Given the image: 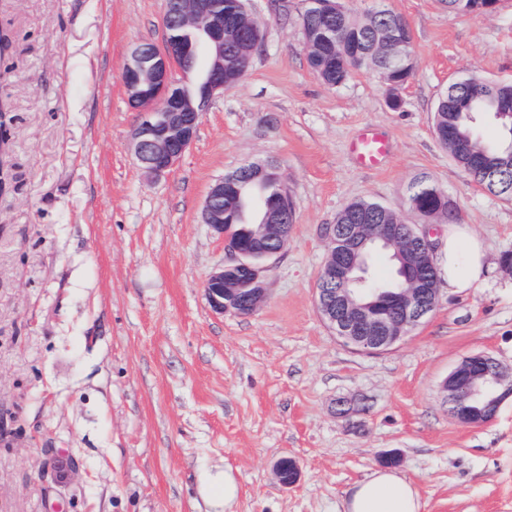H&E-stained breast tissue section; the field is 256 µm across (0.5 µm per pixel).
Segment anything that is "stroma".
I'll list each match as a JSON object with an SVG mask.
<instances>
[{
  "mask_svg": "<svg viewBox=\"0 0 512 512\" xmlns=\"http://www.w3.org/2000/svg\"><path fill=\"white\" fill-rule=\"evenodd\" d=\"M347 5H383L409 24L415 69L399 108L370 71L323 84L307 62L303 0H249L262 33L249 72L213 98L180 163L149 179L129 146L137 114L121 76L139 43H161L162 0H0L12 39L0 61V512H343L389 451L423 512H512V401L466 425L442 390L475 353L512 371L501 264L512 199L479 188L432 126L459 78L512 82V0L487 14L443 0ZM369 126L391 145L377 168L350 153ZM249 161L278 165L294 226L267 261V302L219 315L203 285L228 255L200 212L211 185ZM421 176L483 242L487 274L440 290L395 348L353 350L315 305L320 228L356 200L406 212ZM50 455L60 475L45 472ZM283 457L301 471L288 488L273 475Z\"/></svg>",
  "mask_w": 512,
  "mask_h": 512,
  "instance_id": "1",
  "label": "stroma"
}]
</instances>
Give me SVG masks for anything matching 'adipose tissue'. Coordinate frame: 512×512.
Segmentation results:
<instances>
[{"label": "adipose tissue", "instance_id": "obj_1", "mask_svg": "<svg viewBox=\"0 0 512 512\" xmlns=\"http://www.w3.org/2000/svg\"><path fill=\"white\" fill-rule=\"evenodd\" d=\"M437 266L443 267L449 291L475 287L486 269V253L465 227L452 224L444 242L438 243ZM424 504L411 482L392 469H377L349 490L345 512H422Z\"/></svg>", "mask_w": 512, "mask_h": 512}]
</instances>
